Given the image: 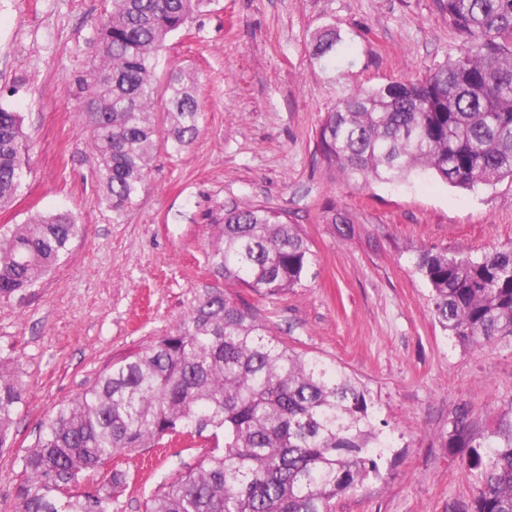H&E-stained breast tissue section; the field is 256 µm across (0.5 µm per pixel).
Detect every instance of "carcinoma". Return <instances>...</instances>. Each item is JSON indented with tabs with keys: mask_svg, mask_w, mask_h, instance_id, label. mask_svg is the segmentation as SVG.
<instances>
[{
	"mask_svg": "<svg viewBox=\"0 0 512 512\" xmlns=\"http://www.w3.org/2000/svg\"><path fill=\"white\" fill-rule=\"evenodd\" d=\"M212 0H111L98 22V60L76 83L90 134L96 203L114 223L145 188L159 145L175 153L199 134L198 76L159 77L169 38ZM460 35L456 55L421 80L359 90L327 112L316 146L323 162L357 183L393 182L416 170L472 188L512 177V0H438ZM328 31L316 58L336 54ZM164 101L165 129L155 115ZM24 118L0 104V206L22 188L29 150ZM82 225L69 211L36 213L0 235V298L30 288L68 254ZM214 275L260 295L302 286L310 264L304 234L264 206L224 212L209 251ZM415 271L431 289L442 330L472 347L512 336V242L479 258L420 249ZM24 389L0 363V448ZM367 390L339 366L278 340L252 309L220 288L199 295L174 331L112 363L93 387L60 406L21 459L15 512H110L128 475L113 470L94 492L85 473L166 435L212 431L196 466L146 503V512H332L334 500L380 474L382 431ZM449 445L478 471L469 504L448 512H512V408L485 433L468 413Z\"/></svg>",
	"mask_w": 512,
	"mask_h": 512,
	"instance_id": "carcinoma-1",
	"label": "carcinoma"
}]
</instances>
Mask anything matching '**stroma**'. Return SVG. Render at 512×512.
Returning <instances> with one entry per match:
<instances>
[{"instance_id": "stroma-1", "label": "stroma", "mask_w": 512, "mask_h": 512, "mask_svg": "<svg viewBox=\"0 0 512 512\" xmlns=\"http://www.w3.org/2000/svg\"><path fill=\"white\" fill-rule=\"evenodd\" d=\"M105 7L0 0V103L22 112L31 146L0 231L54 209L82 226L40 283L0 298V360L25 389L12 443L0 449V512H13L21 458L48 417L218 286L207 261L217 226L226 210L256 205L299 226L309 272L283 295L232 293L289 347L356 377L388 441L379 476L337 497L333 512H448L471 500L477 476L449 448L450 423L465 409L482 432L512 407V341L472 349L446 335L412 259L422 248L477 256L512 241V180L462 189L415 172L350 185L316 149L322 119L347 95L425 77L455 54L460 39L436 0H213L160 64L199 71L200 134L182 153L159 148L118 224L95 201L74 85ZM329 28L341 38L336 54L316 59L314 39ZM337 218L350 235L338 234ZM199 454L174 443L112 459L129 476L122 512H144Z\"/></svg>"}]
</instances>
